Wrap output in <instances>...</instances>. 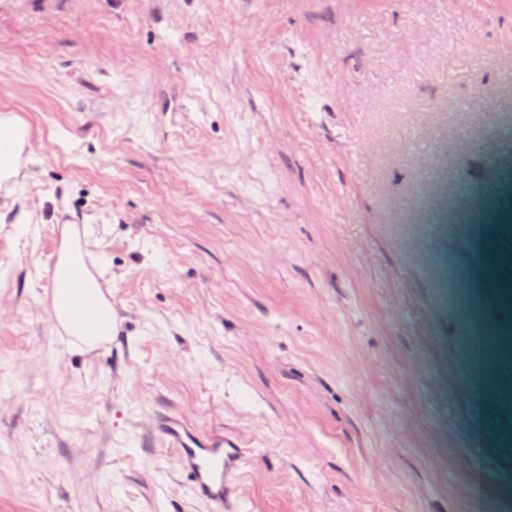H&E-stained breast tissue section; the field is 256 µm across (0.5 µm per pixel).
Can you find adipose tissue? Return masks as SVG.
Returning a JSON list of instances; mask_svg holds the SVG:
<instances>
[{
	"label": "adipose tissue",
	"mask_w": 512,
	"mask_h": 512,
	"mask_svg": "<svg viewBox=\"0 0 512 512\" xmlns=\"http://www.w3.org/2000/svg\"><path fill=\"white\" fill-rule=\"evenodd\" d=\"M21 120L12 116L0 117V173L11 180L21 175L16 137L25 132ZM53 316L71 335L88 342L112 337V305L101 288L90 281L78 263L61 267L56 273L53 292Z\"/></svg>",
	"instance_id": "ef3b65f1"
}]
</instances>
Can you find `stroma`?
Instances as JSON below:
<instances>
[{"label": "stroma", "instance_id": "1", "mask_svg": "<svg viewBox=\"0 0 512 512\" xmlns=\"http://www.w3.org/2000/svg\"><path fill=\"white\" fill-rule=\"evenodd\" d=\"M4 112L0 512H208L161 405L246 448L245 512H512V0H0ZM25 134L26 126L17 117L2 116L0 118V171L7 178L17 182L21 175L19 153L16 147L18 133ZM82 239V225L62 224L58 227L50 258L53 287L56 275L53 316L71 335L87 339L81 343L92 347L95 341L112 340L114 323L112 305L105 299L101 288L86 277L84 269L77 262L64 265L81 247Z\"/></svg>", "mask_w": 512, "mask_h": 512}]
</instances>
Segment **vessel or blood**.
Masks as SVG:
<instances>
[{
  "label": "vessel or blood",
  "instance_id": "b4317fda",
  "mask_svg": "<svg viewBox=\"0 0 512 512\" xmlns=\"http://www.w3.org/2000/svg\"><path fill=\"white\" fill-rule=\"evenodd\" d=\"M82 239V226L60 225L51 269L66 264ZM153 430L161 445L175 456L191 491L208 512H242L239 482L248 457L237 441L225 437L223 427L203 428L175 411L160 410Z\"/></svg>",
  "mask_w": 512,
  "mask_h": 512
}]
</instances>
